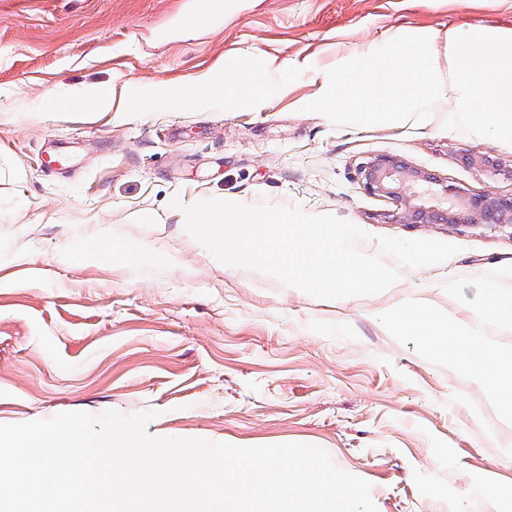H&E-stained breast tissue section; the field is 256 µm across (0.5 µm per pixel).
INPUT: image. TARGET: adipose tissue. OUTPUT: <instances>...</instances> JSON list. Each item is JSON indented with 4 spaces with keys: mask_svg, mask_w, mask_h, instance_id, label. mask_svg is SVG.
I'll return each mask as SVG.
<instances>
[{
    "mask_svg": "<svg viewBox=\"0 0 512 512\" xmlns=\"http://www.w3.org/2000/svg\"><path fill=\"white\" fill-rule=\"evenodd\" d=\"M229 71V77L224 78L219 84L201 81L176 91L165 88L161 94L174 104L217 96L225 106L232 108L259 106L263 101V68L255 64L243 67L234 63L230 65Z\"/></svg>",
    "mask_w": 512,
    "mask_h": 512,
    "instance_id": "adipose-tissue-1",
    "label": "adipose tissue"
}]
</instances>
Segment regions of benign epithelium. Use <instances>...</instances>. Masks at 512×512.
<instances>
[{
    "instance_id": "1",
    "label": "benign epithelium",
    "mask_w": 512,
    "mask_h": 512,
    "mask_svg": "<svg viewBox=\"0 0 512 512\" xmlns=\"http://www.w3.org/2000/svg\"><path fill=\"white\" fill-rule=\"evenodd\" d=\"M360 182L369 194L393 201L396 210L392 221L399 224H483L496 218L502 223H512V197L483 194L469 200L465 211L456 210L452 200L459 197L458 190L442 187L441 196L450 203L434 201L430 178L407 166L403 161L381 156L362 166Z\"/></svg>"
}]
</instances>
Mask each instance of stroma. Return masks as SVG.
<instances>
[{"instance_id": "35a3bbf8", "label": "stroma", "mask_w": 512, "mask_h": 512, "mask_svg": "<svg viewBox=\"0 0 512 512\" xmlns=\"http://www.w3.org/2000/svg\"><path fill=\"white\" fill-rule=\"evenodd\" d=\"M477 25L512 29V0H214L206 16L194 0H0V424L150 411L151 436L320 447L370 483L377 512H512L487 495L512 484V428L478 383L372 319L412 299L457 312L445 284L512 264V224H394L393 202L359 187L390 155L512 196V144L445 129L443 111L352 129L305 109L353 48ZM256 60L261 108L155 94ZM101 85L108 112L41 108ZM57 147L71 172L43 166ZM210 199L331 214L374 252L380 236L460 251L402 267L394 291L318 300L225 269L185 229L184 208Z\"/></svg>"}]
</instances>
